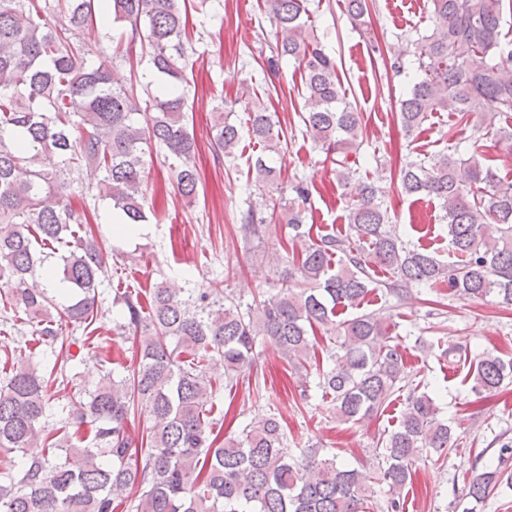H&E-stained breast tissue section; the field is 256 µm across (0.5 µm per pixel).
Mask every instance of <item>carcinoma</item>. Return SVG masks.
Listing matches in <instances>:
<instances>
[{"label": "carcinoma", "instance_id": "carcinoma-1", "mask_svg": "<svg viewBox=\"0 0 512 512\" xmlns=\"http://www.w3.org/2000/svg\"><path fill=\"white\" fill-rule=\"evenodd\" d=\"M185 0H0V288L3 305L34 325L42 358L19 351L0 380V453L20 460L0 467V512H370L368 488L358 469L324 452L288 448L276 409L220 443L206 403L220 395L209 362L224 364V387L246 384L258 371L257 343L269 340L309 397L315 378L329 415L358 423L384 412L408 377L406 348L396 324L380 313L336 320V308H358L372 287L404 300L411 286L448 285L460 300L491 298L512 306V181L502 182L485 158L442 154L409 161L399 170L406 195L436 198L444 211L453 261L407 246L389 224L376 186L365 183L350 198L345 234L326 233L291 252H271L279 287L244 304L215 284L170 288L157 284L141 297L122 292L116 328L138 340L136 366L104 370L95 389L55 402L48 384L75 371L70 346L76 331L99 311L100 274L109 255L91 227L89 212L65 194L67 171L86 163L101 173L94 197L109 201L117 221L131 230L148 222L143 145L173 159L178 192L194 198L200 174L197 146L188 132V48ZM306 0H266L277 29L276 52L303 69L306 132L314 145L336 153V180L346 187L361 164L360 113L341 94L336 60L316 42ZM430 27L418 39L416 76L399 102L405 135H413L438 110L465 118L488 107L482 130L512 139V41L501 38L503 0H429ZM110 22L115 43L109 59L91 63L79 32ZM151 48L157 95L141 100L133 87L112 82L111 64L122 46ZM218 151L229 156L240 141L230 114L217 108L212 124ZM248 133L277 152L281 137L270 113H249ZM255 182L278 185L263 157ZM288 205L293 239L306 232L296 203L309 189L294 187ZM264 219L243 218L246 243L261 239ZM499 225L490 238L486 225ZM379 266L388 280L374 283ZM333 334L320 362L315 329ZM470 391L478 399L512 382V358L493 350L474 357ZM156 420L138 440L128 422L138 411ZM389 507L399 512L413 465L428 453L446 456L460 436L441 415L430 383L406 396L395 426L380 437ZM512 485L501 465L468 484L476 512L499 484ZM137 496L127 502L126 491Z\"/></svg>", "mask_w": 512, "mask_h": 512}]
</instances>
